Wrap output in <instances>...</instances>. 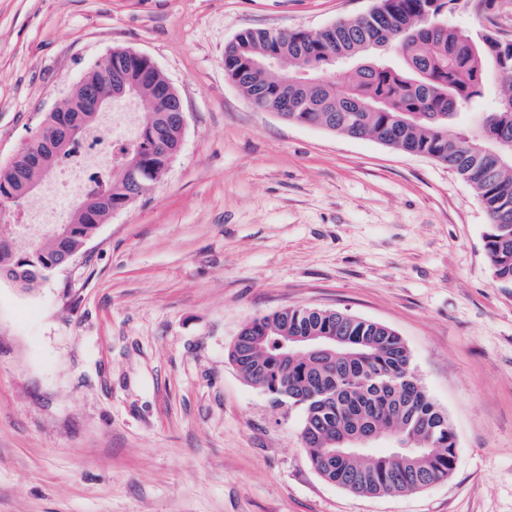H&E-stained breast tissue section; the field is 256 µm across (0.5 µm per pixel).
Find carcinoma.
Segmentation results:
<instances>
[{
  "label": "carcinoma",
  "mask_w": 512,
  "mask_h": 512,
  "mask_svg": "<svg viewBox=\"0 0 512 512\" xmlns=\"http://www.w3.org/2000/svg\"><path fill=\"white\" fill-rule=\"evenodd\" d=\"M457 10L477 25L451 23ZM498 10L499 0H378L368 14L320 34L247 29L225 46L224 74L255 107L288 103L289 121L373 138L448 166L481 200L493 276L512 286V40L495 29ZM112 67L125 71L133 96L147 106L136 143L125 151L135 180L118 173L105 186L112 207L124 208L168 166L154 136L175 147L181 130L153 111L161 73L142 77L147 62L122 50L113 51ZM457 123L458 132L448 133ZM38 149L36 136L23 161L0 170V199L19 196L20 179L36 176L25 161ZM106 217L77 209L27 252L10 253L0 243V267L20 266L28 289L60 249L81 252ZM306 336H336L340 344L326 355L285 354L282 341ZM228 359L273 403L302 410V447L316 471L343 489L412 493L455 468L454 426L419 385L403 338L385 324L337 309L289 307L249 319ZM355 429L397 435L406 447L356 456L333 443Z\"/></svg>",
  "instance_id": "carcinoma-1"
}]
</instances>
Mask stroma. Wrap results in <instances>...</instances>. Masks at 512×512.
Returning <instances> with one entry per match:
<instances>
[{"label":"stroma","mask_w":512,"mask_h":512,"mask_svg":"<svg viewBox=\"0 0 512 512\" xmlns=\"http://www.w3.org/2000/svg\"><path fill=\"white\" fill-rule=\"evenodd\" d=\"M375 0H0V168L104 55L149 56L186 113L164 175L77 261L0 280V512H512V287L441 163L253 109L224 75L249 28L319 30ZM340 309L396 330L457 462L353 494L228 349L252 316Z\"/></svg>","instance_id":"35a3bbf8"}]
</instances>
